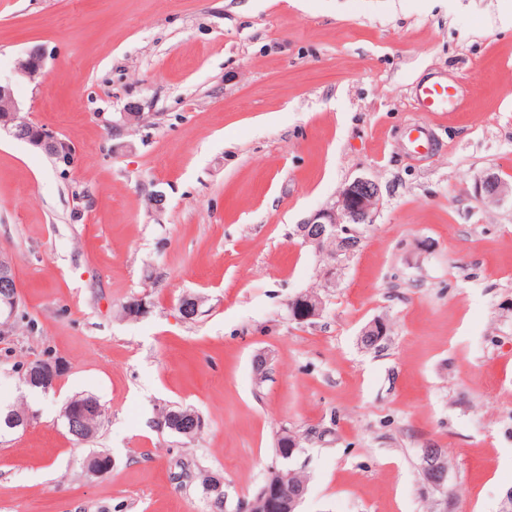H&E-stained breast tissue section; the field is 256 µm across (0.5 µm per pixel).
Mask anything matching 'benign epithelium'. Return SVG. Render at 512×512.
<instances>
[{
    "label": "benign epithelium",
    "instance_id": "7a95c632",
    "mask_svg": "<svg viewBox=\"0 0 512 512\" xmlns=\"http://www.w3.org/2000/svg\"><path fill=\"white\" fill-rule=\"evenodd\" d=\"M45 53L42 48L30 49L15 69V75L34 81L44 75ZM42 153L66 164L73 154L72 147L59 138L55 132L43 126L31 123L19 108L14 97L13 80L0 78V131ZM509 191V185L494 173L483 175L476 183L477 195H488L492 198L501 197ZM380 197L379 185L367 178H357L346 185L341 191L339 200L334 205L315 212L307 221L298 226V234L305 243L320 249L324 238L334 239L336 249L328 252L329 262L322 270L325 282L331 283L341 271L344 262L356 251L360 236L356 230L358 224L374 222L375 210ZM13 257L0 251V335L6 336L12 330L14 315L19 300V285L14 273ZM203 299L195 295H186L181 299L180 318L192 321L203 314ZM324 309L322 299L312 293H302L288 303V312L292 320L305 323L318 318ZM387 332L386 323L377 319L367 325L360 336V342L369 340L376 343L382 341ZM61 374V365L57 361H44L32 372L34 380L42 392L47 393L56 387ZM91 414H105L102 406L89 404L75 397L62 410V417L67 421L69 433L78 429V421ZM160 425H167L170 433L191 438L199 434L203 427L202 419L198 418L193 409L182 413L167 412ZM298 448L297 439L293 435L280 434L276 441V458L287 462ZM447 461L440 448H428L422 457V467L429 476V481L440 485L444 481ZM271 487L261 489L243 507V512H299V506L307 493V485L287 487L277 482L276 475L281 469L271 468Z\"/></svg>",
    "mask_w": 512,
    "mask_h": 512
}]
</instances>
